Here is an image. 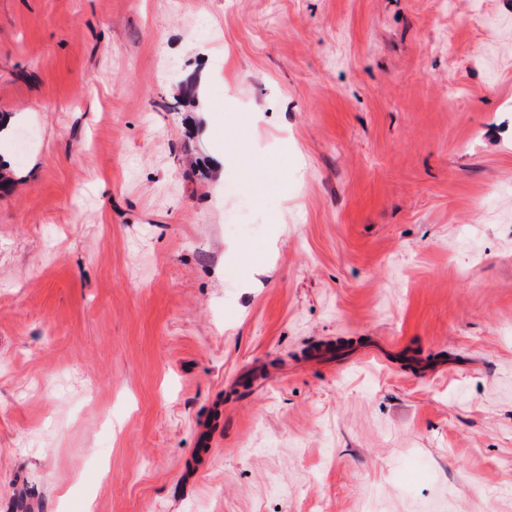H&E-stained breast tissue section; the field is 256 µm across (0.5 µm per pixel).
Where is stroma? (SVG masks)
I'll return each mask as SVG.
<instances>
[{"label":"stroma","mask_w":512,"mask_h":512,"mask_svg":"<svg viewBox=\"0 0 512 512\" xmlns=\"http://www.w3.org/2000/svg\"><path fill=\"white\" fill-rule=\"evenodd\" d=\"M1 112L0 512H512V0H0Z\"/></svg>","instance_id":"obj_1"}]
</instances>
